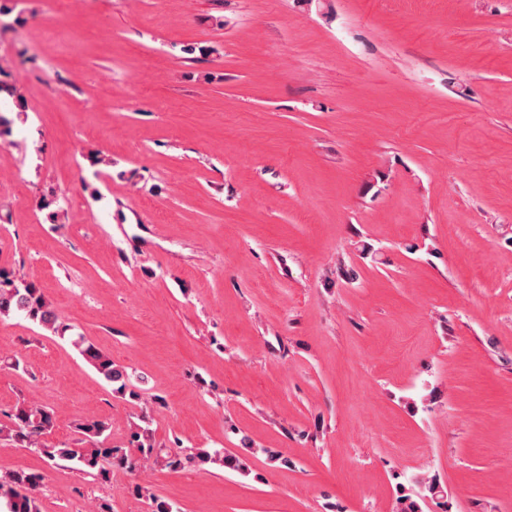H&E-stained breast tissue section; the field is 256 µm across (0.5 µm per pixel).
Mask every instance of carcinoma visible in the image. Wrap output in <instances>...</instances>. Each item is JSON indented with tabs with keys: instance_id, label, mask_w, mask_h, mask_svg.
I'll list each match as a JSON object with an SVG mask.
<instances>
[{
	"instance_id": "obj_1",
	"label": "carcinoma",
	"mask_w": 512,
	"mask_h": 512,
	"mask_svg": "<svg viewBox=\"0 0 512 512\" xmlns=\"http://www.w3.org/2000/svg\"><path fill=\"white\" fill-rule=\"evenodd\" d=\"M12 314H22L61 338L71 330L32 279L0 267V318ZM72 344L107 384L115 385L116 393L139 397V393L130 390L132 374L125 367L115 364L112 358L82 336L72 339ZM8 419L7 424L0 426V434L4 433L16 444L40 454L52 465L67 462L80 471L96 472L103 477L107 475L102 467L104 462L122 469L135 467V459L129 449L114 448L108 442L109 423L104 420L85 418L76 424L78 438L75 442L54 444L45 441L54 428L53 414L48 409L23 402L15 407ZM130 444L136 448L140 458L161 459L173 468L187 462L200 467L220 463L231 470L241 469L236 456L226 455L220 450L191 448L185 453L159 448L155 446L149 429L140 425L131 433ZM44 480L45 474L24 469L0 476V500L4 501L6 512H39L36 492ZM22 489L25 490L23 494L20 493Z\"/></svg>"
}]
</instances>
